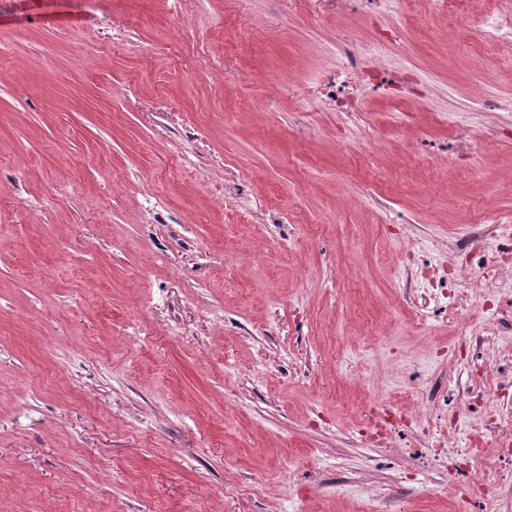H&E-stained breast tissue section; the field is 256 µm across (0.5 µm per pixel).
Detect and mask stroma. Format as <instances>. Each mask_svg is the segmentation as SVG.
<instances>
[{"mask_svg": "<svg viewBox=\"0 0 512 512\" xmlns=\"http://www.w3.org/2000/svg\"><path fill=\"white\" fill-rule=\"evenodd\" d=\"M489 11L0 0V512H512V288L420 312L512 220ZM345 55L348 60L346 68V80L340 82L336 80V93L333 90V86L326 85L323 88V95H325L327 99L336 102V105L341 104L344 101V99L351 98L348 94H345L346 88H350L353 92L356 93L364 91L367 88L366 84L363 83L362 80L359 78V65L356 61V58L350 56L346 50ZM480 229L475 233L472 239V246L479 248L484 245L489 238H510L512 240V228L509 224H498L492 220L490 224L479 225Z\"/></svg>", "mask_w": 512, "mask_h": 512, "instance_id": "1", "label": "stroma"}]
</instances>
